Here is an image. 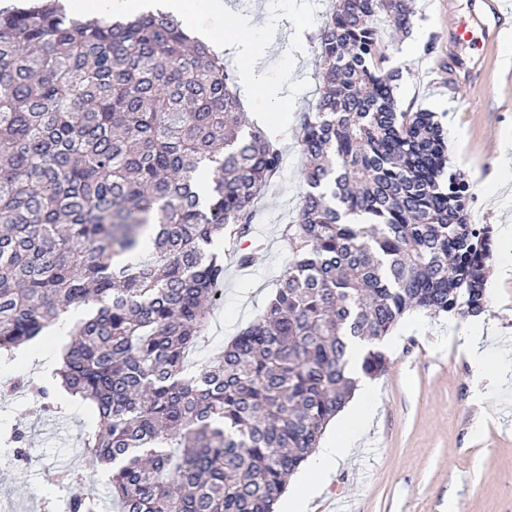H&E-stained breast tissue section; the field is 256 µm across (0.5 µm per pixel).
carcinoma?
Segmentation results:
<instances>
[{
  "instance_id": "cac0c4a2",
  "label": "carcinoma",
  "mask_w": 512,
  "mask_h": 512,
  "mask_svg": "<svg viewBox=\"0 0 512 512\" xmlns=\"http://www.w3.org/2000/svg\"><path fill=\"white\" fill-rule=\"evenodd\" d=\"M382 16L409 32L408 0H336L312 35L321 83L286 264L262 315L189 372L224 287L219 244L249 235L276 137L167 14L0 10V360L86 307L55 376L96 414L82 455L120 512H274L352 395L353 341L376 378L409 312L483 311L492 228L470 222L435 113L400 108ZM64 478L69 512H102Z\"/></svg>"
}]
</instances>
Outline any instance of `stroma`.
Segmentation results:
<instances>
[{
    "label": "stroma",
    "instance_id": "1",
    "mask_svg": "<svg viewBox=\"0 0 512 512\" xmlns=\"http://www.w3.org/2000/svg\"><path fill=\"white\" fill-rule=\"evenodd\" d=\"M471 0H411L414 28L401 37L378 23L389 66L401 68L398 97L405 110L436 113L448 132L453 165L468 179L470 220L489 224L494 246L487 262L485 313L498 321L494 350H512V275L498 265L512 254V18L499 33L498 53L485 79L455 82L448 60L478 58L480 30L455 43L450 29L470 21ZM334 0H224L228 16H254L256 37L268 45L263 66L288 98L268 113L246 91L248 121L277 136L284 154L280 175L256 212L252 237L224 247L225 278L210 316L205 343L189 357L191 369L210 364L240 329L265 308L282 271L287 245L281 227L292 217L306 186L298 130L317 98L318 48L311 40ZM263 248L242 268L237 253L251 240ZM462 333H449L447 317L407 315L382 348L391 360L374 379L375 414L357 447L340 463L313 512H332L337 500L352 512H512V378L476 387ZM56 344L22 351L0 363V379L54 382ZM62 413L47 414L39 400L19 390L0 395V512H66L71 488L65 469H80L79 435L97 420L89 404L57 391ZM23 442H15L14 431Z\"/></svg>",
    "mask_w": 512,
    "mask_h": 512
}]
</instances>
